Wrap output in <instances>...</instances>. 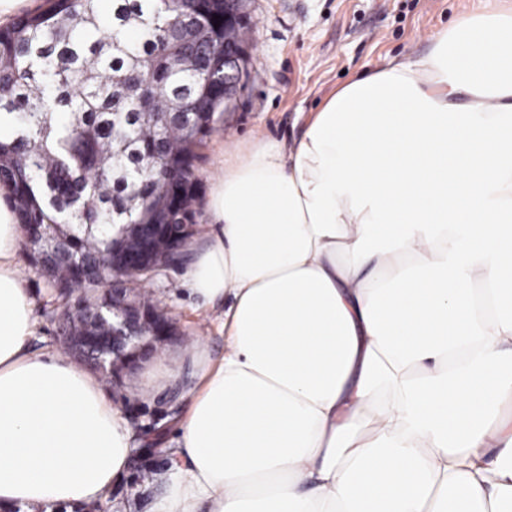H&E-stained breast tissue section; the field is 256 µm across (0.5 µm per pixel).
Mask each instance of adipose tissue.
Listing matches in <instances>:
<instances>
[{"label":"adipose tissue","mask_w":512,"mask_h":512,"mask_svg":"<svg viewBox=\"0 0 512 512\" xmlns=\"http://www.w3.org/2000/svg\"><path fill=\"white\" fill-rule=\"evenodd\" d=\"M207 215L183 285L227 348L146 370L185 404L153 512H512V9L225 149ZM22 236L0 190V512L100 504L137 442L30 349Z\"/></svg>","instance_id":"obj_1"}]
</instances>
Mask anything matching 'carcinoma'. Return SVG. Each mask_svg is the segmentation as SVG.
Listing matches in <instances>:
<instances>
[{"instance_id":"carcinoma-1","label":"carcinoma","mask_w":512,"mask_h":512,"mask_svg":"<svg viewBox=\"0 0 512 512\" xmlns=\"http://www.w3.org/2000/svg\"><path fill=\"white\" fill-rule=\"evenodd\" d=\"M219 19H213V16ZM219 27H214L216 21ZM221 0H46L0 27V182L19 223L64 233L65 254L29 255L65 316L94 321L112 303V225L192 224L194 163L215 130L224 70ZM207 92L199 112L173 104Z\"/></svg>"}]
</instances>
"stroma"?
Masks as SVG:
<instances>
[{
    "label": "stroma",
    "mask_w": 512,
    "mask_h": 512,
    "mask_svg": "<svg viewBox=\"0 0 512 512\" xmlns=\"http://www.w3.org/2000/svg\"><path fill=\"white\" fill-rule=\"evenodd\" d=\"M487 4L488 0H250L246 87L217 114V129L207 137L195 163L197 224L208 221L207 200L224 146L252 136L297 139L310 115L348 78L426 51L437 30ZM17 261L35 301L36 331L30 345L37 351L60 349L63 307L55 290L31 266L26 250H19ZM186 271L183 265L171 267L140 286L176 326L171 340L154 344L152 360L174 357L190 338L200 339L212 355L224 351V337L215 328L216 311L197 307L183 288ZM142 383L141 373H133L112 395L140 440L153 438L157 426L175 425L168 404L174 389L145 397ZM165 470L160 459H153L137 481L122 477L108 504L87 506L85 512H152Z\"/></svg>",
    "instance_id": "35a3bbf8"
}]
</instances>
